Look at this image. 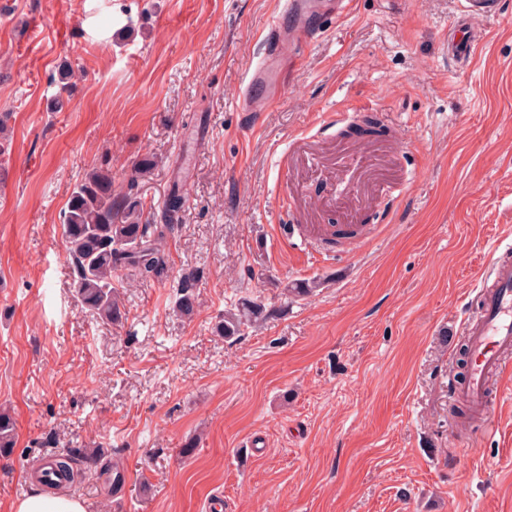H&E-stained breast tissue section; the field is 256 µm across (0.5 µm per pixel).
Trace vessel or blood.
Listing matches in <instances>:
<instances>
[{
    "label": "vessel or blood",
    "instance_id": "vessel-or-blood-1",
    "mask_svg": "<svg viewBox=\"0 0 512 512\" xmlns=\"http://www.w3.org/2000/svg\"><path fill=\"white\" fill-rule=\"evenodd\" d=\"M355 0H276V9L263 37L264 51L246 67L236 96L239 111L259 119L284 86L289 69L326 31L349 16ZM503 12L502 0H460L452 26L442 38V54L457 69H468L473 48L484 34L476 20ZM481 319L466 324L471 358L460 396L486 427L494 395L490 373L512 382V260L494 259L483 283Z\"/></svg>",
    "mask_w": 512,
    "mask_h": 512
}]
</instances>
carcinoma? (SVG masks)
<instances>
[{"instance_id":"1","label":"carcinoma","mask_w":512,"mask_h":512,"mask_svg":"<svg viewBox=\"0 0 512 512\" xmlns=\"http://www.w3.org/2000/svg\"><path fill=\"white\" fill-rule=\"evenodd\" d=\"M156 167L152 158H144L128 181L127 192L112 196V173L95 170L75 185L63 212V233L73 266V288L82 309L107 322L123 317L122 303L115 291L116 278L129 282L162 281L169 267L164 250L167 236L174 233L183 206L181 195L173 191L164 201L160 220L148 224L142 220L141 202L135 193L138 176ZM200 275L195 270L182 274L174 312L191 319L197 312L195 288ZM273 314L263 301L244 298L235 309L224 312L216 325L217 335L234 341L243 328L255 327ZM15 423L6 409H0V453L14 447ZM77 451L69 450L49 462L59 480L74 474Z\"/></svg>"}]
</instances>
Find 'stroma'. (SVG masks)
Segmentation results:
<instances>
[{
    "instance_id": "35a3bbf8",
    "label": "stroma",
    "mask_w": 512,
    "mask_h": 512,
    "mask_svg": "<svg viewBox=\"0 0 512 512\" xmlns=\"http://www.w3.org/2000/svg\"><path fill=\"white\" fill-rule=\"evenodd\" d=\"M274 7L0 0V404L16 435L0 512L68 448L99 451L71 487L88 512H205L215 494L224 512H512V395L482 434L448 390L484 272L512 245V0L462 74L437 49L459 0H356L249 127L235 94ZM65 65L80 78L62 95ZM363 114L392 130L378 146L404 197L377 198L371 234L327 250L296 222L346 223L329 165ZM186 146L167 280L121 289L122 321L93 318L63 236L74 185L107 170L122 194L152 156L137 192L156 211ZM188 268L189 320L172 310ZM249 297L273 316L218 336Z\"/></svg>"
}]
</instances>
